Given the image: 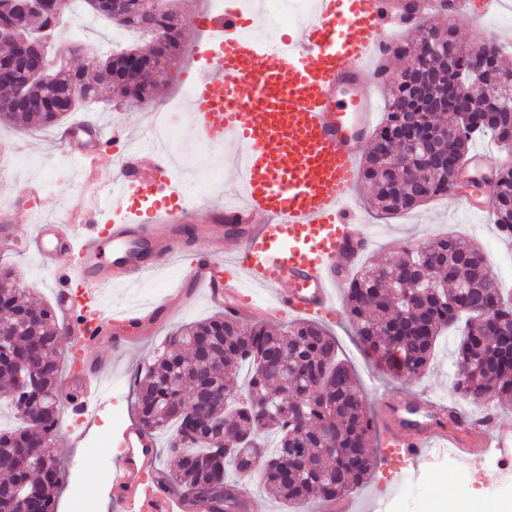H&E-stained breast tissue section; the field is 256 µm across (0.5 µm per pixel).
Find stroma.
I'll return each instance as SVG.
<instances>
[{
    "label": "stroma",
    "mask_w": 512,
    "mask_h": 512,
    "mask_svg": "<svg viewBox=\"0 0 512 512\" xmlns=\"http://www.w3.org/2000/svg\"><path fill=\"white\" fill-rule=\"evenodd\" d=\"M458 30L464 42L481 43L492 39L507 47L505 60L512 63V0H505L498 15L461 22ZM56 37L66 42L79 41L85 49L95 53H107L132 41L131 35L104 21L78 33L63 24ZM189 70L187 55H180L167 72L159 74L158 95L154 101L120 99L108 105L99 103L71 113L67 122L72 125L92 117L107 132L113 125L124 126L130 135L129 147L142 148L148 143L145 136L149 127L147 113L176 94ZM76 149L75 142L56 128L33 124L23 131L0 126V210L12 206L10 220L13 224L31 226L43 219L63 218L69 207L77 206L83 182L81 166L74 156ZM181 150L188 163L199 162L219 169L214 187L204 195L190 176H178L185 195L193 200L203 195L207 200L224 202L226 194L235 189V179L232 171L224 168L220 152L191 135L185 136ZM371 196L369 186L358 185L356 201L363 209L370 230L367 258L389 262L406 244L423 243L437 235L457 231L480 243L491 261V274L503 288H512V239L500 236L493 222L487 221L481 213L469 210L458 199L443 196L412 212L386 218L372 207ZM188 265V260H180L138 281L113 285L108 290L113 310L127 309V296L134 291L159 299L178 285ZM0 267L10 270L15 284L28 289L30 297L52 303L51 275L35 252L0 254ZM214 312V306L202 294L191 293L169 317L157 324L116 326L97 343L83 346L61 340L57 359L62 373L83 370L90 360L105 363L112 370V385L120 389L121 394L112 399L103 393L93 395L92 400L97 405L93 418L85 420L77 430L59 427L54 454L63 470H71L91 457V440L104 439L110 450L99 459L107 473L106 481L91 478L83 483L63 484L58 491V512H69V502L77 491L95 499L99 512H119L124 490L118 486L116 476L124 464L123 432L137 420L134 374L159 352L171 332ZM321 324L335 336L340 355L353 368L372 414L380 412L376 398L381 393L406 403H444L461 413H470V404L453 391L455 337L442 339L429 370L415 379L400 375L359 346L344 302H337L333 316L322 319ZM117 335L130 337V346L115 347L112 339ZM495 450L494 444H487L482 452L469 456L452 471L430 463L402 469L391 464L380 465L375 475L351 495L353 512H384L380 509L384 502L389 505L385 512H441L442 505L451 498L462 506L477 498L501 507L504 502H512V486H497L491 478L489 459Z\"/></svg>",
    "instance_id": "1"
}]
</instances>
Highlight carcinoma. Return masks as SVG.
Instances as JSON below:
<instances>
[{"mask_svg":"<svg viewBox=\"0 0 512 512\" xmlns=\"http://www.w3.org/2000/svg\"><path fill=\"white\" fill-rule=\"evenodd\" d=\"M92 15L139 34L126 48L98 56L91 72L55 69L50 80L27 85L32 107L13 104L25 79L24 59L14 44L0 52V124L37 121L55 127L79 107L112 96L149 101L156 74L180 50L181 19L171 8L152 15L160 37L146 36L144 20L152 0H106L96 7L80 0ZM63 0H49L29 15L32 32L53 37L66 12ZM461 45L456 29L425 26L394 47L409 68L394 83L383 121L375 129L362 181L375 188L374 203L384 215L412 211L452 192L477 136L512 145V88L472 115L450 142L437 135L456 123L458 100L479 83L489 86L509 74L498 44ZM481 73H473L474 61ZM430 80L441 93V109L427 111L416 94ZM419 115V142L403 161L394 147L409 113ZM493 221L512 237V167L497 170ZM0 270V329L12 336L0 345V379L11 384V404L25 403L32 418L0 430V512H57L55 490L62 468L52 447L59 424L57 347L62 329L52 307L25 300L7 287ZM345 309L364 349L392 361L400 373L419 377L427 370L442 336L467 318L454 354L459 364L454 388L473 409L512 403V300L489 272L481 249L455 234L410 243L385 266L367 262L344 292ZM136 411L148 431L169 433L167 450L176 469L154 478L178 493L185 512H247L242 487L226 479L232 466L254 477L274 497L303 507L333 503L350 495L378 467L369 451L373 417L349 366L338 357L336 340L317 322L301 319L286 328L248 323L215 314L171 335L139 380ZM272 432L269 452L262 441Z\"/></svg>","mask_w":512,"mask_h":512,"instance_id":"obj_1","label":"carcinoma"}]
</instances>
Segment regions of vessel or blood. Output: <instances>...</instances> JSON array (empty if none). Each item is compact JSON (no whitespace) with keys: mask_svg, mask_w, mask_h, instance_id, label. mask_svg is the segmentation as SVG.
Returning a JSON list of instances; mask_svg holds the SVG:
<instances>
[{"mask_svg":"<svg viewBox=\"0 0 512 512\" xmlns=\"http://www.w3.org/2000/svg\"><path fill=\"white\" fill-rule=\"evenodd\" d=\"M419 8L406 18L397 0H316L298 35L258 42L243 36L255 19L237 0L222 13L190 15V28L205 32L191 49V122L211 146L232 141L238 201L227 206L191 205L176 183L168 156L140 149L126 153L111 182L102 184V203L125 211L106 233L60 221L13 232L14 252L34 251L49 269L55 306L69 319L67 337L93 340L103 327L151 319L164 305L112 314L99 307L103 288L163 269L186 250L187 228L218 229L217 248L196 249L186 282L202 289L226 316L245 309L242 290L252 286L272 300L266 320L282 313L316 319L336 306L369 233L354 192L361 178V149L371 133L375 86L385 79L383 61L393 35L423 24ZM85 124L72 126L82 139L80 163H101L114 137L96 130L83 140ZM83 281L92 300L79 308L71 294ZM431 422L409 419L401 406L383 401L378 451L410 463L423 461L432 441L473 454V437L491 433L497 448L512 452V423L478 424L453 408L429 404ZM126 462L120 479L135 486L125 512H181L179 498L143 478L153 467L155 439L141 428L125 433Z\"/></svg>","mask_w":512,"mask_h":512,"instance_id":"obj_1","label":"vessel or blood"}]
</instances>
